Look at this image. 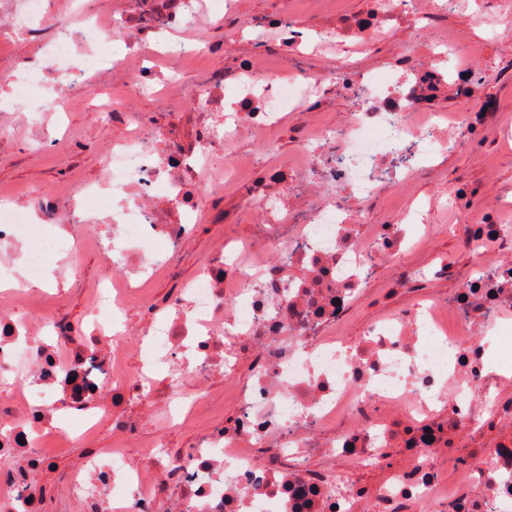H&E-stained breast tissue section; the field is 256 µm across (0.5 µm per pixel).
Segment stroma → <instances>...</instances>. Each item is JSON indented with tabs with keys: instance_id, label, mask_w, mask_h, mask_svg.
I'll list each match as a JSON object with an SVG mask.
<instances>
[{
	"instance_id": "obj_1",
	"label": "stroma",
	"mask_w": 512,
	"mask_h": 512,
	"mask_svg": "<svg viewBox=\"0 0 512 512\" xmlns=\"http://www.w3.org/2000/svg\"><path fill=\"white\" fill-rule=\"evenodd\" d=\"M370 7L371 0H325L321 5L316 0H232L223 25L209 27L205 35L220 52L199 57L195 76L202 79L218 66L235 67L252 60L258 47L251 30L265 18L283 16L293 29L325 28L335 25L340 15L361 14ZM456 54L469 70L474 93L464 98L444 91L433 102V110L444 113L446 123L451 124L467 119L490 98L496 103L497 129L490 134L478 132L475 139L443 151L431 168L415 171L404 185L377 192L361 204L363 222L369 226L397 222L405 212L420 211L422 221L433 227V238L428 248L399 261L382 262L371 272L360 299L340 326L346 336L358 337L373 319L412 304L410 290L396 284L400 267L427 270L446 260L460 272H468L470 259L458 244L455 225L482 220L499 203L512 201V0H451L429 28L373 38L363 45L348 39L329 55L288 51L274 61L284 77L339 67L392 80L448 62ZM112 86L111 74H95L90 91L73 94L65 115L68 143L62 149L48 146L55 120L38 114L36 102L17 101L12 111H0V203L30 188L58 194L64 202L84 182L100 178L99 156L122 129L96 117L93 94L111 92ZM130 110L134 121L147 126L161 118L187 134L194 124L189 103L180 99L144 95L131 103ZM354 110L350 93L334 91L306 101L303 111L282 113L272 132L276 144L272 153L253 136L242 135L228 154L229 159L239 160L240 166L236 177L224 184L219 210L202 207L197 231L182 243L170 268L149 284V302L172 297L182 283L195 278L222 240L254 235L257 221L248 203L251 188L242 182V175L257 180L270 168L295 162L303 137L313 133L312 123L341 129L348 125ZM80 234L77 224L67 230L49 262L51 285L62 291L54 308L77 330L108 274L106 255L93 242L81 251L77 273L66 271V251ZM224 384V376L215 375L211 397L199 407L193 421L177 426L155 421L143 430V441L159 440L172 449L192 447L202 429L234 410L232 398L224 394Z\"/></svg>"
}]
</instances>
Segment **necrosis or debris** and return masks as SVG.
Wrapping results in <instances>:
<instances>
[{
    "instance_id": "obj_1",
    "label": "necrosis or debris",
    "mask_w": 512,
    "mask_h": 512,
    "mask_svg": "<svg viewBox=\"0 0 512 512\" xmlns=\"http://www.w3.org/2000/svg\"><path fill=\"white\" fill-rule=\"evenodd\" d=\"M216 0H120L109 22L83 14L79 23H48L41 0H0V44L17 34L42 36L54 67L13 80L29 98L47 79L64 93L42 95L43 112L63 111L68 88L86 87L91 73L124 72L135 81L98 108L123 137L101 157L102 178L66 204L41 190L0 211V512H46L34 474L49 461L48 441L81 443L102 419L122 428L118 448H94L59 474L56 512H512V396L496 394L499 376L487 337L512 343V225L493 215L460 227L474 271L438 263L431 279H464L454 299H428L368 325L358 341L333 334L361 285L383 261L423 246L428 224L358 225L351 209L315 199L307 212L289 209L256 182L263 232L221 243L199 275L163 307L146 329L133 328L127 301L169 268L192 232L201 195L221 196L227 167L216 165L245 132L271 133L282 112L300 110L314 92L345 89L358 109L336 134L319 130L316 149L302 147V166L274 169L286 194L312 187L371 197L443 144L414 136L409 118L428 111L444 83L438 65L391 84L336 71L292 81L253 65L220 69L189 83L184 61L215 53L201 36ZM448 0H373L365 14L340 18L330 31L299 35L279 16L258 23L255 40L271 54L298 45L318 52L339 39H369L403 23L443 12ZM123 36V54L105 38ZM190 84V102L218 124L201 123L192 140L160 120L133 122L127 97ZM234 86L226 97V86ZM337 143V154L323 149ZM81 224L102 240L112 277L98 290L81 338L39 288L56 249L55 231ZM233 297L236 317L224 313ZM110 342L111 354L98 346ZM255 362L232 385L237 407L194 447L170 452L141 444L140 429L166 416L184 423L209 392L218 369L232 370L241 352ZM146 405L130 416L129 403ZM494 435L491 451H472L475 465L449 474L452 436ZM404 449L405 466L367 487L362 477L389 449ZM348 468L339 471L337 461Z\"/></svg>"
}]
</instances>
